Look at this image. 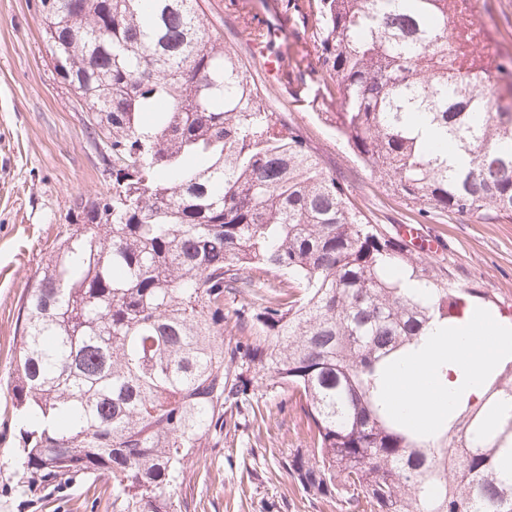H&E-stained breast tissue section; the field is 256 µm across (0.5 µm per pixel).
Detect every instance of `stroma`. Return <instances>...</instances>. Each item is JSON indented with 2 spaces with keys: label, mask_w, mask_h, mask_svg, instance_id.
<instances>
[{
  "label": "stroma",
  "mask_w": 512,
  "mask_h": 512,
  "mask_svg": "<svg viewBox=\"0 0 512 512\" xmlns=\"http://www.w3.org/2000/svg\"><path fill=\"white\" fill-rule=\"evenodd\" d=\"M203 0L205 18L249 64L267 106L286 113L301 127L323 164L346 178L357 204L375 223L399 232L412 212L388 196L377 178L358 161L333 126L310 105L314 82L269 81L262 67L267 49L245 41V26L276 25L284 51L305 70L317 66L314 31L292 25L287 0ZM501 49L512 57V0H472ZM85 114L76 90L55 72L43 42L32 0H0V379H6L18 352L19 309L42 264L56 247L74 198L110 191L98 153L87 138ZM443 249L434 259L457 285L485 293L495 310L512 318V222L477 216H446L422 225ZM264 420L242 406L227 424L208 465L195 471L181 495L189 512H348L343 500L323 503L307 497L278 462L304 447L299 415L286 395H264ZM12 401L0 388V512H85L99 498V512H112V487L87 480L64 491L24 502L11 493L14 438L6 423Z\"/></svg>",
  "instance_id": "stroma-1"
}]
</instances>
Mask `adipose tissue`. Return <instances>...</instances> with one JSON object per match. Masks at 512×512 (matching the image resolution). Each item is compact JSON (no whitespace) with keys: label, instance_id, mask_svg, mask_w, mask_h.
<instances>
[{"label":"adipose tissue","instance_id":"adipose-tissue-1","mask_svg":"<svg viewBox=\"0 0 512 512\" xmlns=\"http://www.w3.org/2000/svg\"><path fill=\"white\" fill-rule=\"evenodd\" d=\"M510 356L512 319L506 317H476L446 337L432 332L423 355L397 373L393 382L396 400L410 419L432 424L458 391L481 396L487 371ZM442 362L452 371L445 383L436 376V367Z\"/></svg>","mask_w":512,"mask_h":512}]
</instances>
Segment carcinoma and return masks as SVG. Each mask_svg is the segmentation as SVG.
<instances>
[{
  "label": "carcinoma",
  "mask_w": 512,
  "mask_h": 512,
  "mask_svg": "<svg viewBox=\"0 0 512 512\" xmlns=\"http://www.w3.org/2000/svg\"><path fill=\"white\" fill-rule=\"evenodd\" d=\"M467 0H307L325 121L426 224L512 221V59ZM54 70L112 158L22 306L14 490L112 481V512H182L188 470L255 391L304 415L281 464L361 512H512V360L417 428L389 375L481 292L374 224L269 110L200 0H38ZM272 52L278 36L245 29ZM407 271L422 289L401 287ZM273 282V290L255 289ZM239 339L224 341V298Z\"/></svg>",
  "instance_id": "obj_1"
}]
</instances>
